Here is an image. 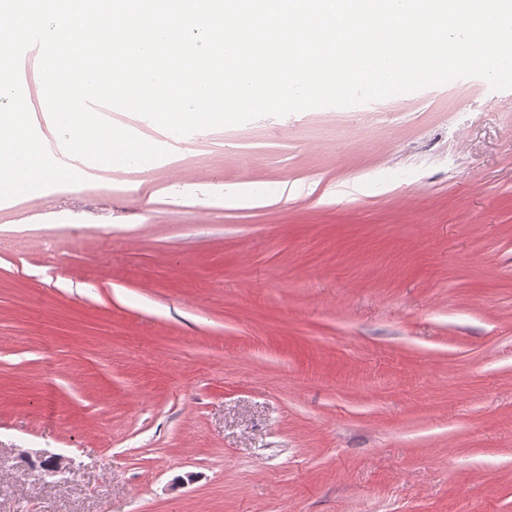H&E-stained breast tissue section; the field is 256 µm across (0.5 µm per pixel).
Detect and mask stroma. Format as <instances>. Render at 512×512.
I'll list each match as a JSON object with an SVG mask.
<instances>
[{"label": "stroma", "mask_w": 512, "mask_h": 512, "mask_svg": "<svg viewBox=\"0 0 512 512\" xmlns=\"http://www.w3.org/2000/svg\"><path fill=\"white\" fill-rule=\"evenodd\" d=\"M0 512H512V89L0 200Z\"/></svg>", "instance_id": "35a3bbf8"}]
</instances>
